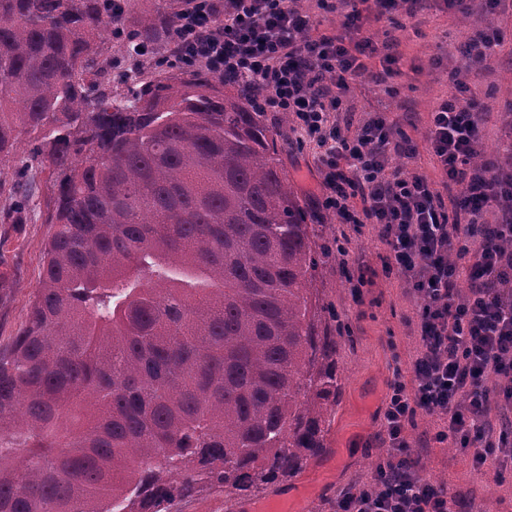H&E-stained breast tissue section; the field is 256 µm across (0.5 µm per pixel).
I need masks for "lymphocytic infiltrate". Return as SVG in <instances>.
Listing matches in <instances>:
<instances>
[{"instance_id":"f902f5d3","label":"lymphocytic infiltrate","mask_w":512,"mask_h":512,"mask_svg":"<svg viewBox=\"0 0 512 512\" xmlns=\"http://www.w3.org/2000/svg\"><path fill=\"white\" fill-rule=\"evenodd\" d=\"M351 2L338 0L346 8L342 34L317 35L295 0H186L172 55L234 77L260 111L289 113L294 132L318 138L324 207L345 224L379 225L389 248L385 274L403 280L418 302L420 353L411 381H394L382 410L388 452L370 480L342 493L340 512H453L447 488L413 459L407 426L420 412L438 416L434 441L471 452L478 472L512 460V420L505 417L512 411V294L500 289L512 279V251L482 239L488 226L512 238V146L474 166L481 112L461 105L456 92L433 110L429 152L459 188L452 218L427 178L395 165L417 148L395 138L383 114L350 135L328 129L364 58L397 61L381 53Z\"/></svg>"}]
</instances>
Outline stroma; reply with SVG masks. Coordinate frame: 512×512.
<instances>
[{
	"mask_svg": "<svg viewBox=\"0 0 512 512\" xmlns=\"http://www.w3.org/2000/svg\"><path fill=\"white\" fill-rule=\"evenodd\" d=\"M369 25L377 42L395 40L400 56L397 74L382 76L378 60L352 83L349 96L336 114L338 121L360 122L374 110H384L396 135L418 146L415 158L405 160L410 170L434 185L444 177L427 149L431 112L454 92L467 87L462 103L479 102L484 117L478 149L498 154L500 116L512 113V10L483 12L473 0L466 12L445 10L442 0H424L416 17L404 11L373 17ZM496 34L503 47L487 67L465 63L460 48L479 30ZM283 164L297 196L306 203L314 223L329 224L343 250L316 271L314 286L326 312L336 313L343 338L336 352L341 393L321 455L309 460L295 476L260 485L247 495L213 487L182 501L176 512H336L340 493L369 480L379 456L384 455L383 426L378 416L394 377L410 381V367L418 354L417 303L396 276L382 274L388 249L373 224H343L321 200L309 194L320 173L317 149L297 142L283 129ZM50 232L38 211L26 223H0V351L8 348L24 323L30 299L38 285L44 244ZM367 276L361 298H354L352 279ZM436 418L417 414L408 426L423 474L446 484L450 494L468 502L471 512H512V463L480 475L468 455L432 442Z\"/></svg>",
	"mask_w": 512,
	"mask_h": 512,
	"instance_id": "obj_1",
	"label": "stroma"
}]
</instances>
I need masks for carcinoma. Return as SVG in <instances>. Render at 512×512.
I'll return each mask as SVG.
<instances>
[{"label":"carcinoma","mask_w":512,"mask_h":512,"mask_svg":"<svg viewBox=\"0 0 512 512\" xmlns=\"http://www.w3.org/2000/svg\"><path fill=\"white\" fill-rule=\"evenodd\" d=\"M0 0V166L23 135L54 231L0 353V512H173L326 448L342 336L278 129L204 67L144 70L160 0Z\"/></svg>","instance_id":"carcinoma-1"}]
</instances>
